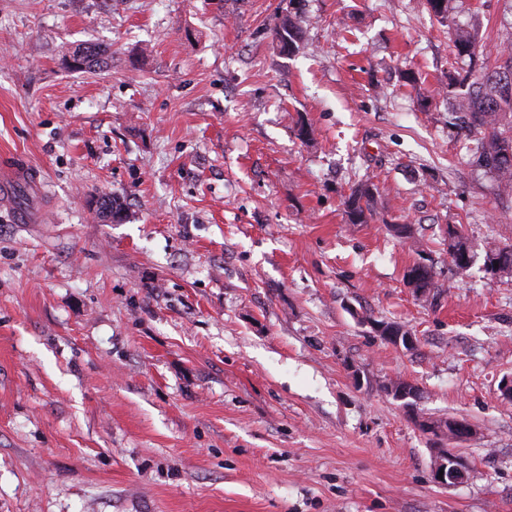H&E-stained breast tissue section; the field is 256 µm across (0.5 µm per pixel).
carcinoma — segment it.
<instances>
[{"label":"carcinoma","mask_w":512,"mask_h":512,"mask_svg":"<svg viewBox=\"0 0 512 512\" xmlns=\"http://www.w3.org/2000/svg\"><path fill=\"white\" fill-rule=\"evenodd\" d=\"M304 0H288L290 11L279 17L272 30L273 42L290 54L300 49L301 17ZM446 0H426L430 11L453 29L446 92L454 100V125L472 133L463 144L468 163L482 169L500 182H512V47L480 43L475 32L453 27L448 21ZM72 60L70 69L91 72L108 64V49L84 43L68 48L63 60ZM377 188L366 178L359 179L344 199V214L349 224H365L374 211ZM102 221L120 220L123 208L108 195L91 198ZM463 252L475 257L469 240L456 228H448V256L459 275H465L473 262L459 260ZM485 272L492 278L512 276V240L488 249L484 255ZM414 293L429 296L436 288L430 268L416 266Z\"/></svg>","instance_id":"obj_1"}]
</instances>
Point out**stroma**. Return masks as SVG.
I'll return each mask as SVG.
<instances>
[{"label":"stroma","mask_w":512,"mask_h":512,"mask_svg":"<svg viewBox=\"0 0 512 512\" xmlns=\"http://www.w3.org/2000/svg\"><path fill=\"white\" fill-rule=\"evenodd\" d=\"M287 9L0 0V157L45 184L38 221L0 202V512H512V277L456 276L444 239L512 237V184L464 158L451 31L425 0H305L288 56ZM451 15L512 30V0ZM86 42L111 65L67 68ZM364 176L375 214L346 223ZM448 417L479 432L450 487L419 426ZM303 2L304 0H289L288 4L291 10L288 11V14L279 17L272 30V40L280 51L292 54L300 49L302 37L299 23L302 19ZM91 205H94L97 217L102 221L121 220L123 218V208L113 200L112 196L104 195L92 197Z\"/></svg>","instance_id":"obj_1"}]
</instances>
